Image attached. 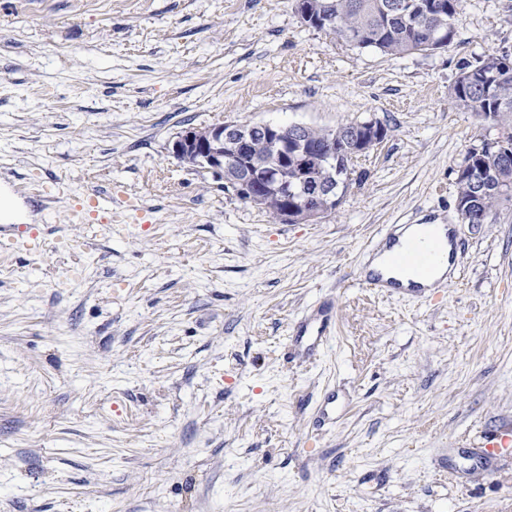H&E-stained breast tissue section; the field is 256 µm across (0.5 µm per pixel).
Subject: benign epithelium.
Listing matches in <instances>:
<instances>
[{
    "label": "benign epithelium",
    "mask_w": 512,
    "mask_h": 512,
    "mask_svg": "<svg viewBox=\"0 0 512 512\" xmlns=\"http://www.w3.org/2000/svg\"><path fill=\"white\" fill-rule=\"evenodd\" d=\"M304 129L300 123L263 122L190 127L176 137L171 151L189 169L224 181L255 206H261L265 190H275L285 203L279 213L283 223H318L334 213L347 194L333 168L336 141L348 143L357 154L382 143L388 130L375 119L354 122L348 129L328 131L324 145L316 149L307 146ZM257 133L274 149L260 169L246 158V148Z\"/></svg>",
    "instance_id": "benign-epithelium-1"
}]
</instances>
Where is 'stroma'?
<instances>
[{
  "label": "stroma",
  "mask_w": 512,
  "mask_h": 512,
  "mask_svg": "<svg viewBox=\"0 0 512 512\" xmlns=\"http://www.w3.org/2000/svg\"><path fill=\"white\" fill-rule=\"evenodd\" d=\"M493 52L512 0L403 57L295 0H0V179L41 215L0 256V512H512V457L478 462L512 429V204L461 223L457 170L498 129L451 96ZM371 118L366 179L314 224L171 153L193 126ZM391 224L454 225L452 284L358 286ZM330 337V318L322 316L314 324H301L294 338V344L297 347L303 348L308 354H314L322 349Z\"/></svg>",
  "instance_id": "stroma-1"
}]
</instances>
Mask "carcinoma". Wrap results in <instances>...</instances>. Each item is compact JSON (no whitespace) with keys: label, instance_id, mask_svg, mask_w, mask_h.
Masks as SVG:
<instances>
[{"label":"carcinoma","instance_id":"obj_1","mask_svg":"<svg viewBox=\"0 0 512 512\" xmlns=\"http://www.w3.org/2000/svg\"><path fill=\"white\" fill-rule=\"evenodd\" d=\"M464 0H311L307 26L347 41L356 33L358 48H375L389 56L434 52L449 46ZM452 98L457 106L475 112L512 135V57L489 53L459 66ZM466 168L485 169L487 187L481 198L463 173L456 179L461 222L486 224L503 201L512 196L500 189L512 186V157L493 151L468 150Z\"/></svg>","mask_w":512,"mask_h":512}]
</instances>
